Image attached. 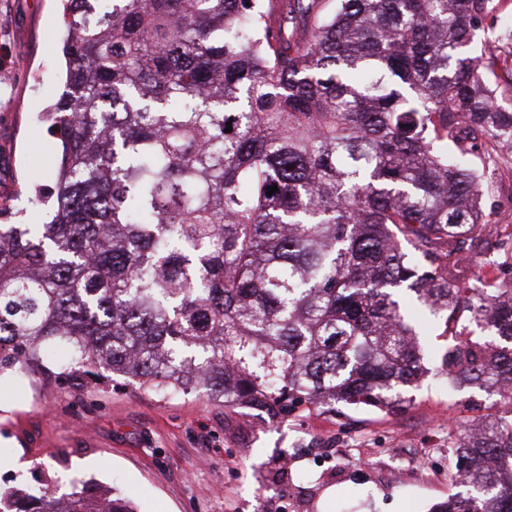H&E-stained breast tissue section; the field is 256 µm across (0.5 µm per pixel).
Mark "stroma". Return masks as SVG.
Masks as SVG:
<instances>
[{"mask_svg": "<svg viewBox=\"0 0 512 512\" xmlns=\"http://www.w3.org/2000/svg\"><path fill=\"white\" fill-rule=\"evenodd\" d=\"M62 0H0V203L6 224H44L31 185H53L56 149L33 130L63 90ZM512 109V0H491L471 45ZM490 224L512 225V151L483 144ZM498 396L428 380L395 412L370 407L289 414L227 407L205 392L162 398L123 383L0 372V476L30 486L77 470L137 512H429L461 486L448 472V428L494 414ZM362 448H429V470Z\"/></svg>", "mask_w": 512, "mask_h": 512, "instance_id": "stroma-1", "label": "stroma"}]
</instances>
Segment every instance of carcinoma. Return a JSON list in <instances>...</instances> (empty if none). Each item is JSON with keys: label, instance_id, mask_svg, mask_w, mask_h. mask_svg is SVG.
I'll return each mask as SVG.
<instances>
[{"label": "carcinoma", "instance_id": "1", "mask_svg": "<svg viewBox=\"0 0 512 512\" xmlns=\"http://www.w3.org/2000/svg\"><path fill=\"white\" fill-rule=\"evenodd\" d=\"M83 2L41 117L50 220L0 224V369L270 411L388 414L430 370L512 390V287L458 274L488 231L475 142L512 144L466 51L488 0ZM407 300L453 342L425 348ZM448 448L469 493L434 512H512V403ZM0 512L134 508L75 471Z\"/></svg>", "mask_w": 512, "mask_h": 512}]
</instances>
